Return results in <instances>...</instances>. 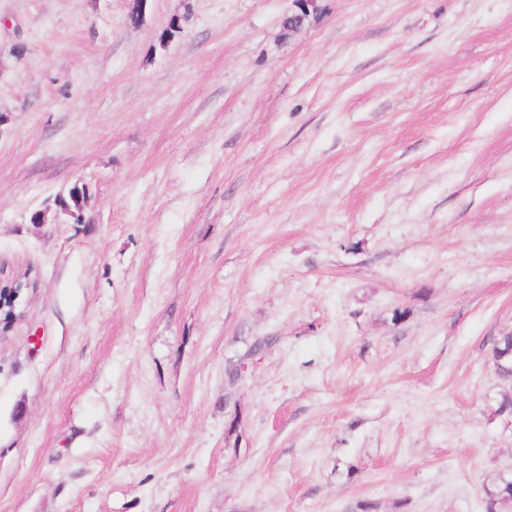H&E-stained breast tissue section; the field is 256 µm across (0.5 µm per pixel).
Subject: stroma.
<instances>
[{
  "mask_svg": "<svg viewBox=\"0 0 512 512\" xmlns=\"http://www.w3.org/2000/svg\"><path fill=\"white\" fill-rule=\"evenodd\" d=\"M292 7L0 0V512H485L512 472V0ZM88 196V189L85 185H74L69 191L68 198H58L57 204L65 215L78 223L82 220L81 212Z\"/></svg>",
  "mask_w": 512,
  "mask_h": 512,
  "instance_id": "35a3bbf8",
  "label": "stroma"
}]
</instances>
